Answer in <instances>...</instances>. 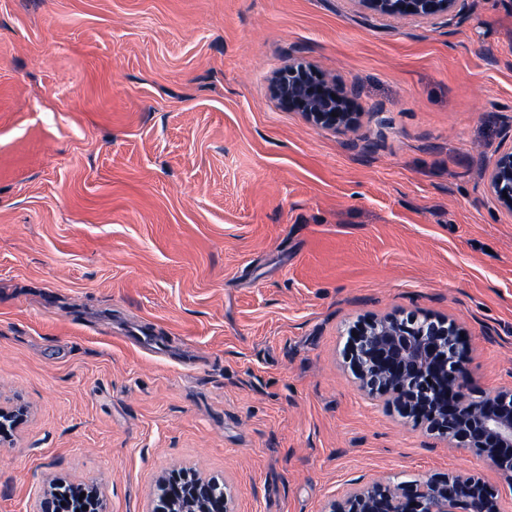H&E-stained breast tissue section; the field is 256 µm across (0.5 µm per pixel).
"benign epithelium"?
Here are the masks:
<instances>
[{
  "mask_svg": "<svg viewBox=\"0 0 512 512\" xmlns=\"http://www.w3.org/2000/svg\"><path fill=\"white\" fill-rule=\"evenodd\" d=\"M392 18L431 23L458 13L461 0H359ZM273 95L290 112L316 127L355 133L361 112L355 94L303 59L288 62L272 81ZM488 193L512 211V150L498 155L485 173ZM454 323L429 315L369 319L350 332L348 358L360 389L401 417L423 424L450 448H471L500 470L512 487V389L470 395ZM177 475L163 482L153 512H233L227 487L192 475L187 495ZM331 512H500L498 492L468 473L424 483L359 487Z\"/></svg>",
  "mask_w": 512,
  "mask_h": 512,
  "instance_id": "benign-epithelium-1",
  "label": "benign epithelium"
}]
</instances>
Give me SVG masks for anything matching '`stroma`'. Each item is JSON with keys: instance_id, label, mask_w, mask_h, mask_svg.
I'll return each instance as SVG.
<instances>
[{"instance_id": "1", "label": "stroma", "mask_w": 512, "mask_h": 512, "mask_svg": "<svg viewBox=\"0 0 512 512\" xmlns=\"http://www.w3.org/2000/svg\"><path fill=\"white\" fill-rule=\"evenodd\" d=\"M294 57L356 134L271 92ZM512 0L425 24L357 0H0V512L53 483L151 512L184 469L233 512H329L353 485L466 472L369 400L358 321L413 311L512 388ZM488 193L503 207L512 211V149L498 155L485 173ZM506 191L507 197H504Z\"/></svg>"}]
</instances>
